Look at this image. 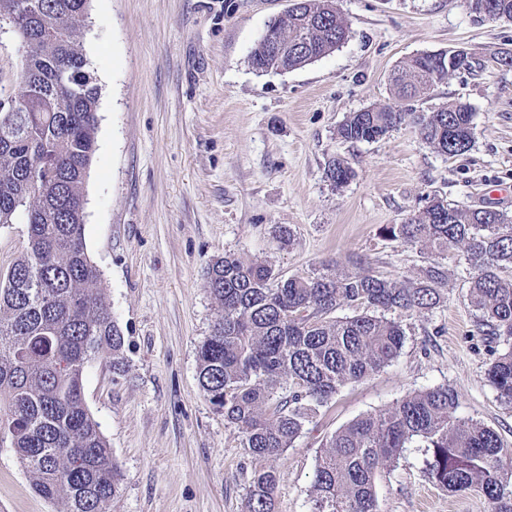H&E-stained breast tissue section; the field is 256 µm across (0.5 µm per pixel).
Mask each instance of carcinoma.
<instances>
[{
  "label": "carcinoma",
  "mask_w": 512,
  "mask_h": 512,
  "mask_svg": "<svg viewBox=\"0 0 512 512\" xmlns=\"http://www.w3.org/2000/svg\"><path fill=\"white\" fill-rule=\"evenodd\" d=\"M485 1L498 19L512 20V0H470L473 11ZM22 2L0 0V16H17L15 33L25 49L13 95L0 101V224L19 218L27 224L25 251L0 277V447L14 449L38 496L64 499L67 512H106L122 473L86 405L83 376L91 360L108 353L112 371L121 372L123 336L102 301L101 273L84 240V187L100 98L79 40L90 0H36L39 11L25 15ZM266 30L269 39L250 54L259 73L302 68L349 37L334 0H294ZM473 64L469 53L451 71L435 53L412 57L392 78L403 104L351 112L337 135L374 142L415 117L437 153L465 154L473 145L470 105L451 101L418 115L412 102ZM325 177L340 188L354 171L334 157ZM383 232L438 254L462 245L484 335L512 340V216L433 197ZM445 285L437 266L415 283L331 265L283 279L269 263L235 253L211 263L207 287L218 313L198 352V380L252 459L246 512H276L274 462L293 447L311 413L345 383L370 378L398 357L405 331L383 312L430 310ZM344 305L360 313L336 317ZM490 353L488 381L512 406V346ZM458 406L457 392L438 386L336 431L317 459L311 512H379L375 474L394 466L414 440L431 452L428 475L438 486L479 491L490 512H512V461L496 432L459 417Z\"/></svg>",
  "instance_id": "carcinoma-1"
}]
</instances>
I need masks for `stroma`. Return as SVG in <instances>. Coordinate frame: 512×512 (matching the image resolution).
Returning a JSON list of instances; mask_svg holds the SVG:
<instances>
[{"label":"stroma","mask_w":512,"mask_h":512,"mask_svg":"<svg viewBox=\"0 0 512 512\" xmlns=\"http://www.w3.org/2000/svg\"><path fill=\"white\" fill-rule=\"evenodd\" d=\"M349 27L334 53L288 72L256 73L249 55L288 0H90L80 42L101 89L97 149L85 184L84 236L102 274V300L124 337L125 370L93 360L85 402L123 473L107 512H243L252 463L238 431L205 397L197 354L217 305L211 260H268L282 277L333 263L419 281L444 271V298L424 312L392 311L406 338L374 377L345 383L305 422L275 467L277 512H310L322 444L360 415L411 392L447 385L458 413L494 429L512 457V407L487 379L488 342L468 298L461 247L432 254L386 237L438 196L512 214V22H475L465 0H335ZM462 48L477 72L437 84L423 112L470 104L474 143L447 157L408 122L372 143L337 135L349 113L393 104L390 79L417 54ZM24 50L0 34V99ZM356 171L335 189L330 158ZM292 231L280 247L275 229ZM422 443L377 471L380 512H490L479 493L430 481ZM37 496L13 449L0 447V512H66Z\"/></svg>","instance_id":"35a3bbf8"}]
</instances>
